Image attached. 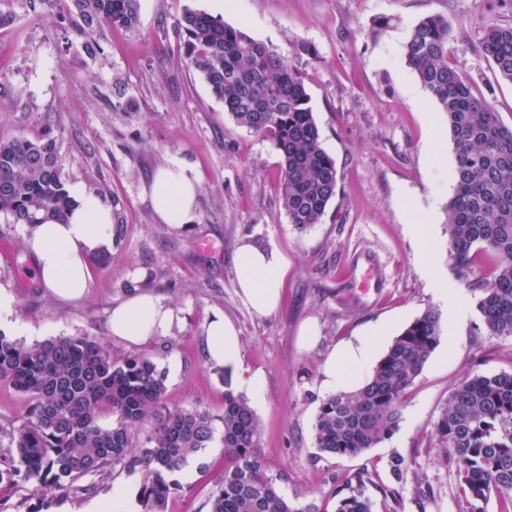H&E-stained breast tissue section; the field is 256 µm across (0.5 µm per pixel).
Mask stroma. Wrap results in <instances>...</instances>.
Returning a JSON list of instances; mask_svg holds the SVG:
<instances>
[{
    "instance_id": "35a3bbf8",
    "label": "stroma",
    "mask_w": 512,
    "mask_h": 512,
    "mask_svg": "<svg viewBox=\"0 0 512 512\" xmlns=\"http://www.w3.org/2000/svg\"><path fill=\"white\" fill-rule=\"evenodd\" d=\"M139 4L137 29L106 28L92 37L61 0H0V138L52 128L68 184L101 196L114 224L109 262L91 264L84 297L64 302L34 275L27 226L0 214V289L16 299L13 317L27 327L22 342L86 336L111 342L122 357H150L166 372L178 361V375L166 379L167 405L219 415L225 384L206 362L203 324L222 310L239 341V374L231 383L247 396L249 379L258 380L260 450L290 501L335 512V491L358 484L372 512H460L455 463L438 446L434 425L460 380L512 373V337L486 333L473 292L457 314L444 315V337L411 386L391 440L354 457H329L314 446V425L333 349L381 327L376 351L384 353L403 328L437 307L421 270V238L433 241L442 274H453L449 197L432 199L430 186L436 173L452 177L454 146L429 92L416 101L406 92L418 78L405 42L423 17H447L451 61L512 127V83L477 48L484 24H512V0H234L226 24L284 56L301 43L316 51L300 68L342 192L323 222L303 233L279 204L271 143L235 124L184 55L178 21L189 9L212 11V0ZM381 17L391 24L372 36ZM173 161L200 179L198 220L180 228L160 224L145 193L156 169ZM245 239L283 259L280 305L268 315L248 305L237 286L235 256ZM135 289L179 311L172 335L132 347L112 342L110 310ZM310 322L319 340L306 347L300 336ZM27 410L25 396L0 384L1 455ZM397 454L414 470L399 484L389 467ZM223 467L216 440L181 470L167 512H209ZM141 482V474L117 469L92 497L58 486L37 496L21 481L0 487V497L9 512H83L91 500L111 501L113 488L136 492ZM391 487L398 497L388 495Z\"/></svg>"
}]
</instances>
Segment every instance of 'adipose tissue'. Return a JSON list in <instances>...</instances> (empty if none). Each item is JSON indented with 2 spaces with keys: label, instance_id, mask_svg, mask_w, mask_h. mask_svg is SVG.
I'll use <instances>...</instances> for the list:
<instances>
[{
  "label": "adipose tissue",
  "instance_id": "1",
  "mask_svg": "<svg viewBox=\"0 0 512 512\" xmlns=\"http://www.w3.org/2000/svg\"><path fill=\"white\" fill-rule=\"evenodd\" d=\"M198 187L196 173L180 162L158 168L148 193L159 221L171 227L194 223ZM69 194L72 207L66 221L49 220L35 225L26 238V247L35 258L37 279L62 301H75L84 295L91 260L110 254L113 244L111 208L81 185L70 187ZM235 266L244 300L258 313H272L280 298L279 254L245 242L237 249ZM178 320L176 309L162 297L135 291L113 306L108 328L112 339L128 346L140 345L169 336ZM203 332L211 366L227 371L237 369V333L223 312L210 313ZM373 358L372 337H358L338 354L329 356L323 369L324 385L333 389L349 385V369L367 365Z\"/></svg>",
  "mask_w": 512,
  "mask_h": 512
}]
</instances>
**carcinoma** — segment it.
I'll use <instances>...</instances> for the list:
<instances>
[{
	"mask_svg": "<svg viewBox=\"0 0 512 512\" xmlns=\"http://www.w3.org/2000/svg\"><path fill=\"white\" fill-rule=\"evenodd\" d=\"M92 31L138 26V0H69ZM192 68L224 103L234 122L269 140L280 158L277 195L294 229L323 222L340 193L336 161L323 149L303 74L285 57L245 31L203 10H186L178 22ZM448 19L430 15L412 29L405 57L447 124L455 151L454 189L446 208L452 270L478 293L477 310L492 336H512V128L449 58ZM479 49L496 73L512 82V25L483 27ZM70 197L57 139L49 130L0 139V213L31 227L64 220ZM493 256L492 269L469 281L474 253ZM443 334L441 314L429 308L396 336L370 377L352 391L322 400L314 426L319 453L352 457L391 439L408 389ZM0 383L29 400L25 421L10 431L13 453L0 457V484L15 477L37 486L81 485L111 469L142 472L143 512H166L180 490L176 475L223 425L224 474L209 512H317L288 501L266 474L259 451V419L224 375V413L165 405V374L149 357L114 355L105 343L58 336L26 345L0 332ZM112 414V425L99 423ZM156 419L146 444L133 431ZM438 445L455 462L462 512H485L496 497L512 512V374H475L453 389L435 424ZM335 512H371L360 493L336 492Z\"/></svg>",
	"mask_w": 512,
	"mask_h": 512,
	"instance_id": "1",
	"label": "carcinoma"
}]
</instances>
